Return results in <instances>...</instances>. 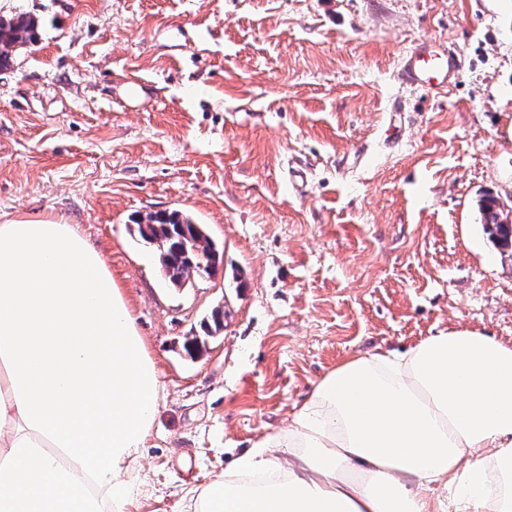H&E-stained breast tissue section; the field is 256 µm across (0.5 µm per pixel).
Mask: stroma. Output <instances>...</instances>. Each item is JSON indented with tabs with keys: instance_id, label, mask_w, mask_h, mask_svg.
<instances>
[{
	"instance_id": "35a3bbf8",
	"label": "stroma",
	"mask_w": 512,
	"mask_h": 512,
	"mask_svg": "<svg viewBox=\"0 0 512 512\" xmlns=\"http://www.w3.org/2000/svg\"><path fill=\"white\" fill-rule=\"evenodd\" d=\"M19 12L40 36L0 74V224L77 225L129 303L161 383L131 512H186L345 356L512 345L477 206H512V0H0ZM422 40L451 85L399 82ZM130 74L155 88L136 111L112 100ZM172 210L220 252L183 288L136 226Z\"/></svg>"
}]
</instances>
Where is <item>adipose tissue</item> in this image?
I'll use <instances>...</instances> for the list:
<instances>
[{
  "instance_id": "adipose-tissue-1",
  "label": "adipose tissue",
  "mask_w": 512,
  "mask_h": 512,
  "mask_svg": "<svg viewBox=\"0 0 512 512\" xmlns=\"http://www.w3.org/2000/svg\"><path fill=\"white\" fill-rule=\"evenodd\" d=\"M158 402L102 253L0 224V512H128ZM192 509L512 512V345L458 329L343 359Z\"/></svg>"
}]
</instances>
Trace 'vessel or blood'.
<instances>
[{"instance_id":"b4317fda","label":"vessel or blood","mask_w":512,"mask_h":512,"mask_svg":"<svg viewBox=\"0 0 512 512\" xmlns=\"http://www.w3.org/2000/svg\"><path fill=\"white\" fill-rule=\"evenodd\" d=\"M459 72V61L448 48L429 40L415 44L403 58L398 71L401 83L430 88L453 83ZM154 94L150 82L130 78L115 85L112 95L128 106L148 102Z\"/></svg>"}]
</instances>
